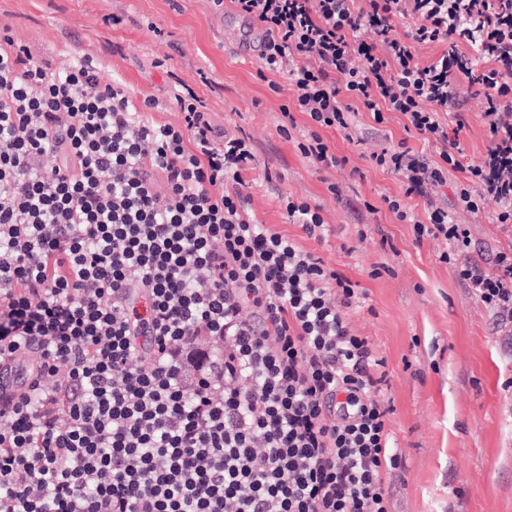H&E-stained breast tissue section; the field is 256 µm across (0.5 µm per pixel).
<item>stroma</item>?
<instances>
[{"mask_svg":"<svg viewBox=\"0 0 512 512\" xmlns=\"http://www.w3.org/2000/svg\"><path fill=\"white\" fill-rule=\"evenodd\" d=\"M232 9L230 0H0V24L40 57H92L103 81L157 100L156 122H179L171 90L181 81L216 126L249 138L257 158L243 178L255 221L296 238L365 296L348 321L386 362L384 397L404 462L389 477L391 512H512V342L437 261V242H416L411 225L386 209L383 197L402 196L401 182L368 161L402 141L428 156L435 146L407 133L402 118L382 127L361 111L357 142L324 133L349 165H311L295 143L304 114L295 113L291 137L279 131L284 106L294 103L292 86L285 75L261 74L257 55L231 47L237 34L220 14ZM159 58L164 67H155ZM332 184L340 195L329 192ZM285 194L320 206L330 226L325 240L290 223ZM456 218L470 225L472 256L485 266L512 249V230L489 214L460 210Z\"/></svg>","mask_w":512,"mask_h":512,"instance_id":"obj_1","label":"stroma"}]
</instances>
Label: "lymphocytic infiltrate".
<instances>
[{
	"instance_id": "f902f5d3",
	"label": "lymphocytic infiltrate",
	"mask_w": 512,
	"mask_h": 512,
	"mask_svg": "<svg viewBox=\"0 0 512 512\" xmlns=\"http://www.w3.org/2000/svg\"><path fill=\"white\" fill-rule=\"evenodd\" d=\"M231 2L266 32L262 70L287 73L314 166L347 164L322 132L353 137L361 110L436 145L371 155L404 189L383 202L512 328V251L469 262L452 212L512 227V0ZM427 44L444 51L421 61ZM465 84L488 141L470 160ZM173 102L180 123L150 120L92 58L55 66L0 29V358L41 373L0 395V512H390L403 460L357 289L253 219L250 141L192 88ZM447 184L452 206L416 217Z\"/></svg>"
}]
</instances>
